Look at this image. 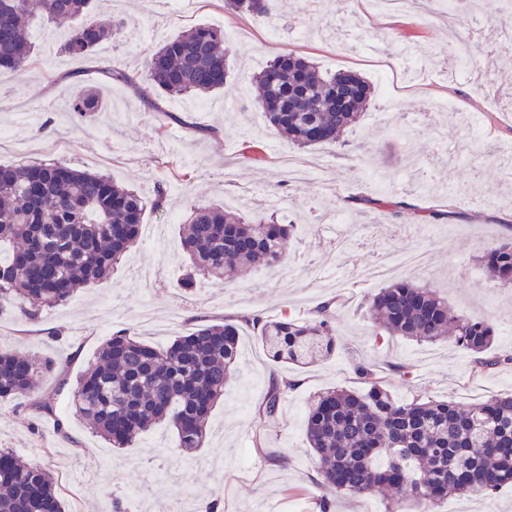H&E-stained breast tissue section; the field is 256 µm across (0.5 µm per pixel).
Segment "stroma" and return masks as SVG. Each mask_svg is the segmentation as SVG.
I'll list each match as a JSON object with an SVG mask.
<instances>
[{
    "label": "stroma",
    "mask_w": 512,
    "mask_h": 512,
    "mask_svg": "<svg viewBox=\"0 0 512 512\" xmlns=\"http://www.w3.org/2000/svg\"><path fill=\"white\" fill-rule=\"evenodd\" d=\"M300 4L278 0L272 15L234 16L224 0H192L159 12L152 0H124L118 8L113 0H94L88 21L122 24L121 41L73 58L63 50L71 21L37 19L31 23L34 78L22 84L0 71V131L18 140L15 149L0 150L1 165L59 161L109 175L148 199L157 183L167 187L163 211H146V235L117 272L33 319L10 306L0 309V347L58 361V372L44 374L36 394L51 401L66 424L65 434H56L50 420L25 410L22 401L2 402L0 448L47 466L69 512H113L117 503L124 512L143 506L171 512L179 501L186 502V512H200L214 499L223 512H319L316 501L325 493L317 484L304 418L327 388L362 390L355 373L361 363L375 365L391 393L404 400L450 397L476 406L512 391L511 368L472 375L469 353L449 342H378L360 308L386 282L359 275L382 251L423 256L419 283L447 297L455 312L492 323L494 351L512 354V287H500L479 260L505 240L512 224V167L502 162L512 150V103L496 98L490 82L473 74L448 79V20L433 5L369 15L361 0H352L353 23L325 8L327 25L320 32L309 29ZM194 26L223 32L233 53L224 89L166 100L167 109L187 117V125L162 120L130 88L105 80L102 71L113 62L139 71L166 40ZM288 51L308 56L326 72L347 69L372 83L371 105L344 135L347 148L300 150L268 126L249 80ZM83 84L98 87L105 109L78 119L70 107ZM446 101L481 126V142L443 109ZM250 141L260 145L262 162H242ZM290 163L311 169L309 180L284 181ZM417 183L421 191L404 196ZM245 185L255 197L237 207L252 221L269 217L259 195L281 197V213L294 226L285 265L253 271L225 288L202 281L183 287L179 220L191 205L227 202ZM353 195H388L406 200L407 207L395 221L381 213L364 216L348 211ZM426 209L443 216L424 222ZM343 210L348 223L335 225L336 212ZM331 298L337 301L339 346L315 364L273 362L251 331H242L238 363L210 414L201 450L181 451L165 425L140 435L132 447L115 448L74 412L78 377L116 331L164 346L197 325L241 313L304 319ZM402 365L410 366L411 376H400ZM284 372L300 384L284 398L275 425L264 426L254 409L272 375ZM62 373L68 378L64 386L58 383ZM328 498L331 512L388 507L381 496ZM434 512H512V489L468 501L451 498Z\"/></svg>",
    "instance_id": "1"
}]
</instances>
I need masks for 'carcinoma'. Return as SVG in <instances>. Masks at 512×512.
<instances>
[{
    "label": "carcinoma",
    "instance_id": "carcinoma-1",
    "mask_svg": "<svg viewBox=\"0 0 512 512\" xmlns=\"http://www.w3.org/2000/svg\"><path fill=\"white\" fill-rule=\"evenodd\" d=\"M92 0H0V68L20 78L33 69L29 26L36 17L86 15ZM234 14L268 15L273 0H224ZM122 35L116 25L76 24L64 44L73 57H87L100 43ZM231 50L212 29L191 27L165 42L134 78L117 62L104 70L110 83L132 88L152 111L177 123L163 97H203L224 87ZM250 84L271 127L300 148L336 145L372 101L373 87L352 71L322 72L307 58L275 57ZM104 108L98 90L85 86L70 111L85 118ZM348 203L370 213L386 206L399 216L404 201L366 195ZM146 209L136 190L104 174L59 163L0 165V308L16 304L29 318L69 300L74 292L106 278L136 243ZM293 225L250 224L222 205L192 207L181 227V249L190 272L184 286L202 275L218 285L243 273L284 263ZM491 279L512 284V242L483 256ZM379 329L378 340L400 336L417 342L448 339L473 356V370L484 373L512 363L492 355L493 326L456 313L433 290L395 280L367 304ZM279 362L308 365L336 348L332 303L317 306L302 320L288 314L265 319L243 313L200 325L166 348L155 349L130 332L112 334L80 376L73 393L75 412L116 448L132 444L157 424L173 428L178 447H203L209 416L224 397L238 358L240 329ZM54 359L32 360L0 349V402L32 395L43 373L57 370ZM356 373L360 393L332 388L318 396L306 415L307 442L316 457L318 485L350 497L389 495L394 508L430 512L451 496L470 497L512 487V393L491 396L477 407L450 400H395L375 369ZM288 374L270 378L256 415L275 418L288 391ZM36 414L63 423L47 400L33 398ZM0 512H67L44 466L26 463L0 448Z\"/></svg>",
    "mask_w": 512,
    "mask_h": 512
}]
</instances>
